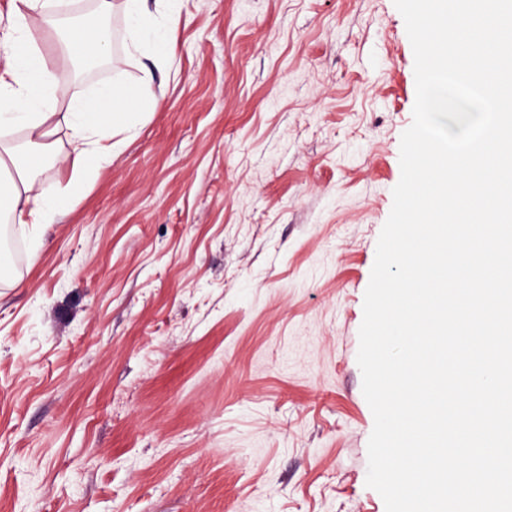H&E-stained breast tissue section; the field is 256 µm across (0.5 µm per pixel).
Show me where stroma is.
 <instances>
[{"label":"stroma","instance_id":"1","mask_svg":"<svg viewBox=\"0 0 512 512\" xmlns=\"http://www.w3.org/2000/svg\"><path fill=\"white\" fill-rule=\"evenodd\" d=\"M80 101L135 88L124 14ZM155 112L0 253V512H385L363 302L412 123L393 0H183Z\"/></svg>","mask_w":512,"mask_h":512}]
</instances>
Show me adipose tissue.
Segmentation results:
<instances>
[{
    "instance_id": "adipose-tissue-1",
    "label": "adipose tissue",
    "mask_w": 512,
    "mask_h": 512,
    "mask_svg": "<svg viewBox=\"0 0 512 512\" xmlns=\"http://www.w3.org/2000/svg\"><path fill=\"white\" fill-rule=\"evenodd\" d=\"M11 2L0 37V215L35 227L55 223L70 203L68 187H54L39 160L66 169L70 184L90 180L119 151L117 135L144 120L146 93L168 59L181 0H124L127 54L147 61L140 85L106 84L76 106L66 105L68 86L39 41L52 36L56 57L73 66L105 54L106 44L68 13L48 10L47 0ZM15 131L20 141L12 140Z\"/></svg>"
}]
</instances>
